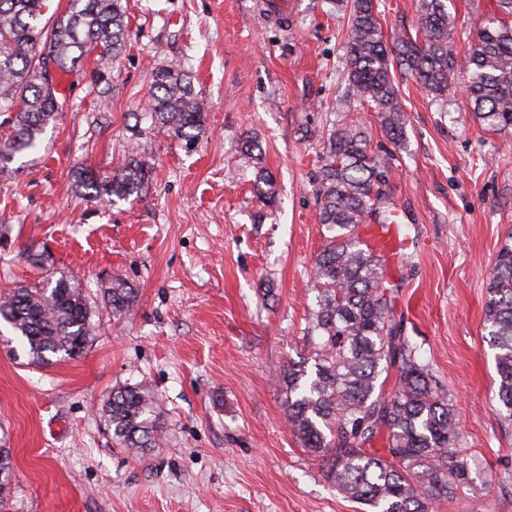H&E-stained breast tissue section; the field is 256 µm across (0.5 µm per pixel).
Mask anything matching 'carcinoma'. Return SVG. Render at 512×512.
Instances as JSON below:
<instances>
[{
  "label": "carcinoma",
  "mask_w": 512,
  "mask_h": 512,
  "mask_svg": "<svg viewBox=\"0 0 512 512\" xmlns=\"http://www.w3.org/2000/svg\"><path fill=\"white\" fill-rule=\"evenodd\" d=\"M498 13L477 26L469 56L458 61L449 48L452 25L447 0H418L413 36L385 38L377 0H336L348 14L350 91L378 112L389 141L404 138L406 115L391 77L399 65L433 98L446 101L455 74H468L473 115L496 130L512 128V0H496ZM49 0H0V112L12 132L0 142V179L16 172L18 154L38 148L68 99L62 78L95 57L93 74L110 68L127 38L122 0H68L47 21ZM56 66L53 84L42 76L43 56ZM147 114L172 136L194 141L205 123L206 104L188 76L158 68ZM392 158L368 149L366 132L339 124L328 138L317 177L319 219L331 236L313 266L314 300L303 339L309 356L277 377L288 426L302 448L321 460L323 475L344 497L369 512H431L471 480L457 450L462 429L452 404L404 335L394 300L402 281L387 275L382 256L362 233L391 228ZM151 169L135 153L107 174L75 173V191L92 203L140 195ZM104 297L121 315L136 302L135 290L114 277ZM0 320L28 347L30 363L83 354L91 332L82 290L59 278L44 288H17L0 297ZM485 339L495 351L497 396L512 421V234L501 244L486 286ZM395 372L398 384L384 390L379 378ZM157 401L143 385L112 392L106 409L113 437L138 454L153 448L161 433ZM382 448L376 449V442ZM13 476L10 449L0 448V502Z\"/></svg>",
  "instance_id": "cac0c4a2"
}]
</instances>
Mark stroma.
I'll return each instance as SVG.
<instances>
[{
  "instance_id": "obj_1",
  "label": "stroma",
  "mask_w": 512,
  "mask_h": 512,
  "mask_svg": "<svg viewBox=\"0 0 512 512\" xmlns=\"http://www.w3.org/2000/svg\"><path fill=\"white\" fill-rule=\"evenodd\" d=\"M123 3L129 33L105 78L85 62L67 110L0 181V295L63 277L94 326L81 357L35 367L0 324V445L14 464L5 512H366L292 436L274 382L308 354L312 267L328 235L315 176L341 123L394 159L395 310L462 424L473 480L436 512H512V423L483 330L487 279L512 232V130L475 122L464 90L442 106L396 70L407 124L393 146L373 108L347 95V17L333 0ZM448 10L461 58L496 2ZM162 67L188 74L207 104L192 145L144 116ZM249 136L261 164L242 155ZM132 150L152 167L141 196L76 195L77 169L112 171ZM261 166L276 203L254 191ZM117 274L137 295L121 317L101 292ZM140 384L158 398L163 435L137 456L103 409Z\"/></svg>"
}]
</instances>
